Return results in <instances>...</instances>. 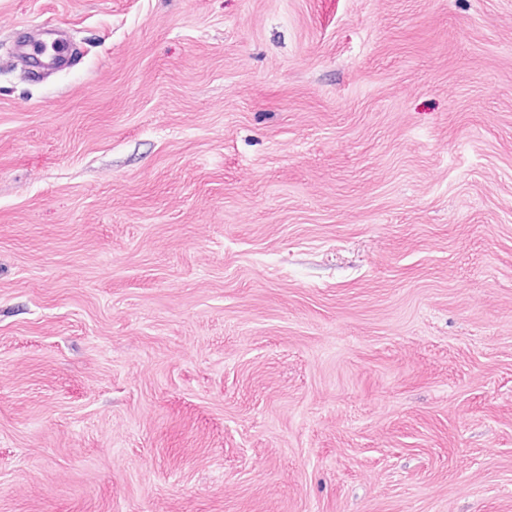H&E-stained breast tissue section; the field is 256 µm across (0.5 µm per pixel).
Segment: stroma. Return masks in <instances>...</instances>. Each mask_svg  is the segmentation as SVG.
<instances>
[{
    "mask_svg": "<svg viewBox=\"0 0 512 512\" xmlns=\"http://www.w3.org/2000/svg\"><path fill=\"white\" fill-rule=\"evenodd\" d=\"M0 512H512V0H0ZM68 52L69 46L63 39L26 41L16 46L15 58L22 65L55 67L67 57Z\"/></svg>",
    "mask_w": 512,
    "mask_h": 512,
    "instance_id": "stroma-1",
    "label": "stroma"
}]
</instances>
